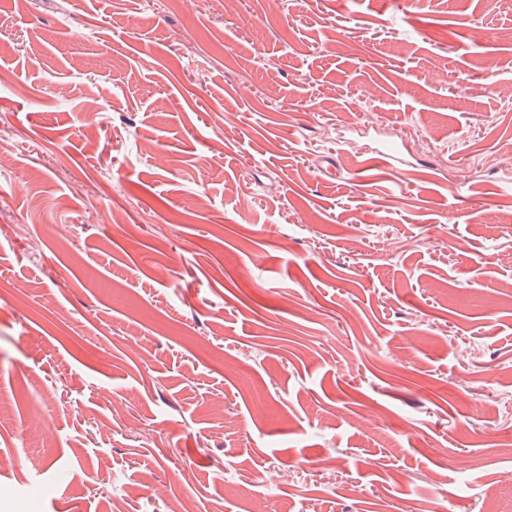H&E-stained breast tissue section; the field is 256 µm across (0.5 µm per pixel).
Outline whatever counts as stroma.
Wrapping results in <instances>:
<instances>
[{
  "label": "stroma",
  "mask_w": 512,
  "mask_h": 512,
  "mask_svg": "<svg viewBox=\"0 0 512 512\" xmlns=\"http://www.w3.org/2000/svg\"><path fill=\"white\" fill-rule=\"evenodd\" d=\"M0 72V512L512 500V0H0Z\"/></svg>",
  "instance_id": "obj_1"
}]
</instances>
